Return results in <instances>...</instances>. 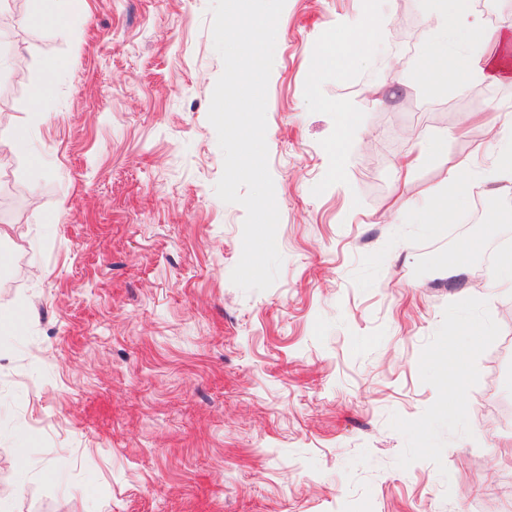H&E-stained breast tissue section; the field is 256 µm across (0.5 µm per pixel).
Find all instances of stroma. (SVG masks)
Returning <instances> with one entry per match:
<instances>
[{
	"mask_svg": "<svg viewBox=\"0 0 512 512\" xmlns=\"http://www.w3.org/2000/svg\"><path fill=\"white\" fill-rule=\"evenodd\" d=\"M210 0H0V486L13 512H512V288L473 238L512 249V189L482 222L393 209L493 153L512 82L424 85L428 0H386L368 51L317 53L363 0H286L267 93L276 283L230 276L245 210L218 198L208 120L223 62ZM64 72L35 112L42 64ZM359 132L340 141L348 119ZM38 207H30V194ZM487 324L474 351L448 322ZM468 373L441 389L449 362Z\"/></svg>",
	"mask_w": 512,
	"mask_h": 512,
	"instance_id": "obj_1",
	"label": "stroma"
}]
</instances>
